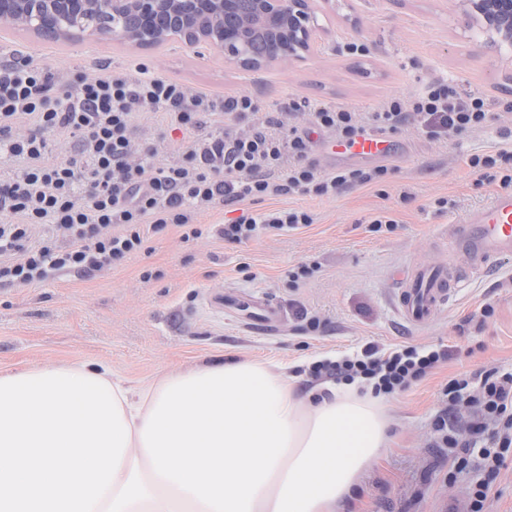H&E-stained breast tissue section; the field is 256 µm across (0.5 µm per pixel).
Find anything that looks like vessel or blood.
<instances>
[{
	"label": "vessel or blood",
	"mask_w": 512,
	"mask_h": 512,
	"mask_svg": "<svg viewBox=\"0 0 512 512\" xmlns=\"http://www.w3.org/2000/svg\"><path fill=\"white\" fill-rule=\"evenodd\" d=\"M387 145L378 137L363 135L354 142H332L335 152L358 156L384 154ZM448 238L464 251L469 272L475 276L488 273L493 264L512 257V191L497 193L489 203L467 212L449 225ZM458 274L452 268L434 269L409 266L396 275V303L403 319L416 326L429 325L448 302ZM253 310L245 319L246 325L260 334L275 331L278 310L264 297L252 299Z\"/></svg>",
	"instance_id": "b4317fda"
}]
</instances>
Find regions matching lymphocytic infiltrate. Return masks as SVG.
Masks as SVG:
<instances>
[{"instance_id":"1","label":"lymphocytic infiltrate","mask_w":512,"mask_h":512,"mask_svg":"<svg viewBox=\"0 0 512 512\" xmlns=\"http://www.w3.org/2000/svg\"><path fill=\"white\" fill-rule=\"evenodd\" d=\"M301 102L260 112L251 95L193 91L162 76L83 75L62 80L30 62L0 65V154L18 166L0 178V288L30 286L53 272L92 274L145 252L151 236L177 228L201 238L196 218L215 205L242 212L219 228L228 244L313 224L295 207L254 211L270 196L323 199L384 182L387 166L321 168L311 157L314 133L349 142L363 134L386 139L414 127L430 140L461 136L496 119L481 96L434 82L412 96L387 98L375 111ZM153 115L160 128L187 142L177 157L160 155L138 137L136 119ZM69 149L58 156L59 138ZM447 346L384 349L324 359L312 379L358 384L390 396L426 380L448 361ZM434 421L435 443L470 448L489 436L479 457L491 474L512 463V372L489 369L454 378Z\"/></svg>"}]
</instances>
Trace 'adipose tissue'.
Masks as SVG:
<instances>
[{
	"instance_id": "1",
	"label": "adipose tissue",
	"mask_w": 512,
	"mask_h": 512,
	"mask_svg": "<svg viewBox=\"0 0 512 512\" xmlns=\"http://www.w3.org/2000/svg\"><path fill=\"white\" fill-rule=\"evenodd\" d=\"M386 428L357 386L302 399L256 361L134 386L78 362L0 373V512H336Z\"/></svg>"
}]
</instances>
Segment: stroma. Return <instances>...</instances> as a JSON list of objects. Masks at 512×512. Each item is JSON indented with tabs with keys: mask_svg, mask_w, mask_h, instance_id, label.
<instances>
[{
	"mask_svg": "<svg viewBox=\"0 0 512 512\" xmlns=\"http://www.w3.org/2000/svg\"><path fill=\"white\" fill-rule=\"evenodd\" d=\"M330 33L302 60L253 73L225 62L206 43L172 40L138 48L111 36L83 34L72 41L41 38L0 26V60L33 59L73 75L102 68L133 74L138 68L193 90L247 92L261 110L291 99L371 111L389 96H409L447 79L476 93L499 112L498 124L433 141L408 129L392 135L390 151L363 160L386 165L384 187L359 186L331 198L277 196L258 210L304 206L310 226L266 234L241 246L217 233L185 242L179 230L151 236L140 254L90 276L58 273L28 287L0 288V372L48 364L108 363L129 382L161 380L203 362L256 359L290 366L295 389L311 387L306 368L369 341L449 346L452 357L424 382L386 400L383 454L362 474L338 512H468L469 494L487 481L478 449L436 447L434 420L452 378L495 367L512 372V258L487 275L465 279L444 311L427 326L405 322L394 303L396 272L407 265L460 263L448 245V226L500 192L469 165L474 153L512 148L500 127L512 128V56L485 47L468 28L459 0H336ZM361 52L349 51V44ZM445 197L451 208L437 210ZM378 215L397 222L393 232L371 233ZM317 263L313 276L288 282V269ZM152 271L143 280V271ZM234 291L261 295L282 320L271 336H257L224 310ZM490 318L480 319L484 305ZM317 317L318 331L305 329ZM468 456L461 468L457 459Z\"/></svg>",
	"mask_w": 512,
	"mask_h": 512,
	"instance_id": "stroma-1",
	"label": "stroma"
}]
</instances>
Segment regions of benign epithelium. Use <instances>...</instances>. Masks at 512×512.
Listing matches in <instances>:
<instances>
[{"label":"benign epithelium","instance_id":"1","mask_svg":"<svg viewBox=\"0 0 512 512\" xmlns=\"http://www.w3.org/2000/svg\"><path fill=\"white\" fill-rule=\"evenodd\" d=\"M335 0H0V15L35 19V31L54 39L81 34L91 14L112 16L101 32L138 47L179 38L202 41L248 71L305 57L327 30L314 24ZM468 25L484 43L512 52V0H462Z\"/></svg>","mask_w":512,"mask_h":512}]
</instances>
